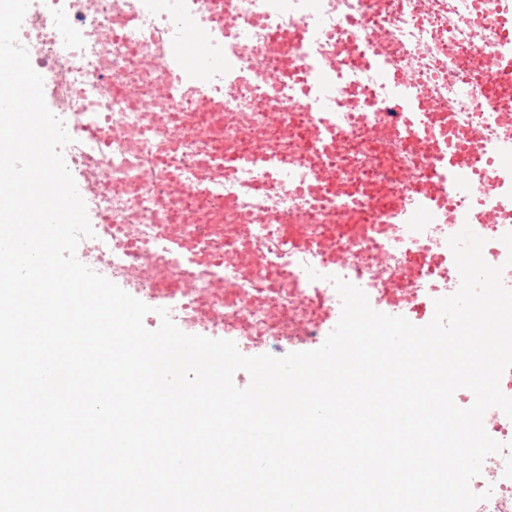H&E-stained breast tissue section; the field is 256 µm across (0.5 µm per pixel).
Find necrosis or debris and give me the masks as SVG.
<instances>
[{
  "mask_svg": "<svg viewBox=\"0 0 512 512\" xmlns=\"http://www.w3.org/2000/svg\"><path fill=\"white\" fill-rule=\"evenodd\" d=\"M214 2L129 0L135 22L105 48L99 33L116 0H95L90 13L84 0H67L72 38L60 39L45 21L20 37L42 60L40 74L70 116L68 166L75 181L108 170L128 183L123 193L99 185L87 197L103 227L81 245L98 258L100 274L167 308L184 328L230 334L243 346L283 356L291 347L324 342L337 324L341 301L329 281L333 275L361 287L372 307L395 316L427 314L431 300L460 285L448 239L472 212L492 215V222L472 230L486 240L484 259L504 265L508 251L501 238L512 232V210L499 202L512 197V78L477 74L476 61L486 55L512 58V40H502L484 24L488 4L511 17L512 0H390L384 12L372 9L370 0H233L240 26L255 46L267 44L285 23L319 19V28L295 47V74L279 93L303 97V107L288 115L289 126L303 131L322 108L320 59L335 57L337 90L351 86L357 92L353 102L337 103L334 114V131L345 147L334 152L308 143L290 158L287 172L235 167L218 191L169 203L163 198L169 181L202 179L212 162L243 147L239 118L260 129L267 122L265 113L251 111L259 89L247 82L224 104L219 139L210 136L216 118L209 113L199 114L193 129L174 133L178 111L191 110L192 100L165 71L141 65L143 58L175 51L172 33L180 25H206ZM382 29L419 88L440 104L427 127L448 135V181L497 174L479 195L449 197L457 223L393 221L400 167L414 154L430 158L431 151L405 126L393 142H377V127L390 117V89L366 58ZM161 84L169 88L167 97L156 94ZM151 110L159 111L160 119L149 126L143 114ZM109 123L124 133L112 145L85 132L87 126ZM318 164L347 185L348 197L310 180ZM240 206L284 209L290 218L284 224H241ZM167 238L181 243L184 253L164 255ZM312 270L317 279L309 278ZM219 278L220 291L213 286ZM502 280L512 288V267H505ZM484 425L507 448L487 458L481 476L472 480L474 491H493L475 512H512V420L492 409Z\"/></svg>",
  "mask_w": 512,
  "mask_h": 512,
  "instance_id": "1",
  "label": "necrosis or debris"
}]
</instances>
